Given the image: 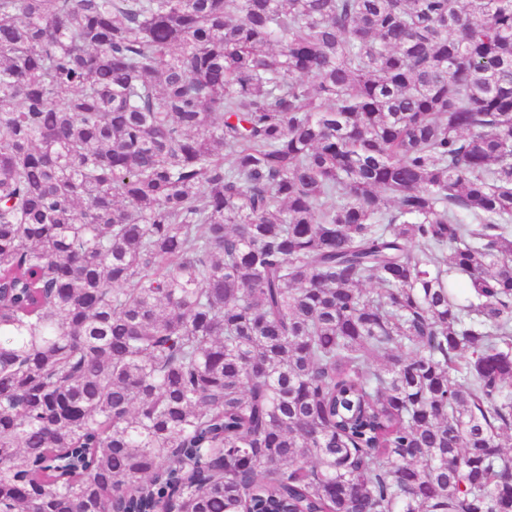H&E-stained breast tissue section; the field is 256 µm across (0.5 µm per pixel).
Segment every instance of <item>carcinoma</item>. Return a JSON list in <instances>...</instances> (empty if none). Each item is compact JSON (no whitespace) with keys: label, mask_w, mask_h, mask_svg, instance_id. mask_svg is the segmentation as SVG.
Masks as SVG:
<instances>
[{"label":"carcinoma","mask_w":512,"mask_h":512,"mask_svg":"<svg viewBox=\"0 0 512 512\" xmlns=\"http://www.w3.org/2000/svg\"><path fill=\"white\" fill-rule=\"evenodd\" d=\"M505 440L512 0H0V512H512Z\"/></svg>","instance_id":"cac0c4a2"}]
</instances>
